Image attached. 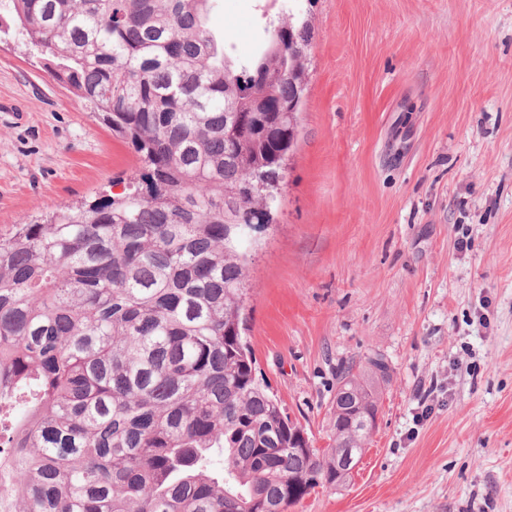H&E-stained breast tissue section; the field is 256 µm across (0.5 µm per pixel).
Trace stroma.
<instances>
[{
  "instance_id": "obj_1",
  "label": "stroma",
  "mask_w": 512,
  "mask_h": 512,
  "mask_svg": "<svg viewBox=\"0 0 512 512\" xmlns=\"http://www.w3.org/2000/svg\"><path fill=\"white\" fill-rule=\"evenodd\" d=\"M311 27L273 223L251 235L257 376L325 448L342 365L390 382L351 481L290 512H512V0H297ZM279 0H217L227 56ZM128 143L0 32V229L112 193Z\"/></svg>"
}]
</instances>
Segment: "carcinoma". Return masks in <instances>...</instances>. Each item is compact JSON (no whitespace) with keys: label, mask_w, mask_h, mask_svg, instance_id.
<instances>
[{"label":"carcinoma","mask_w":512,"mask_h":512,"mask_svg":"<svg viewBox=\"0 0 512 512\" xmlns=\"http://www.w3.org/2000/svg\"><path fill=\"white\" fill-rule=\"evenodd\" d=\"M212 0H0L142 168L0 236V512H288L345 486L390 367L349 363L319 450L256 377L245 244L296 139L311 28L235 60Z\"/></svg>","instance_id":"1"}]
</instances>
